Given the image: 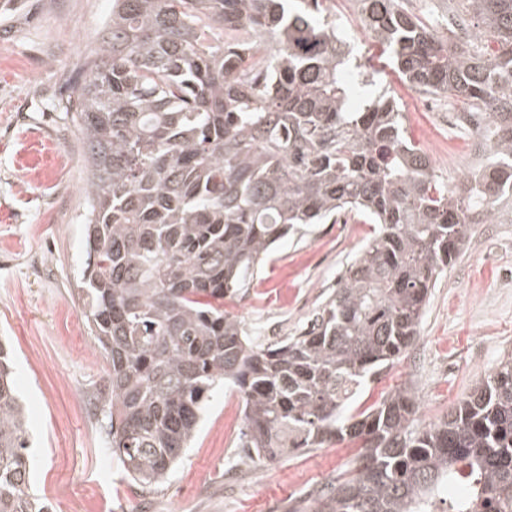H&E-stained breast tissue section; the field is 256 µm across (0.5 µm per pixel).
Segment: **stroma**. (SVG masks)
<instances>
[{
    "instance_id": "35a3bbf8",
    "label": "stroma",
    "mask_w": 512,
    "mask_h": 512,
    "mask_svg": "<svg viewBox=\"0 0 512 512\" xmlns=\"http://www.w3.org/2000/svg\"><path fill=\"white\" fill-rule=\"evenodd\" d=\"M111 10L112 0H0V336L16 353L30 417L31 491L54 512H298L330 490L353 451L333 444L274 462L248 458L238 448L242 421L224 432L226 407L243 412L229 389L210 393L190 447L163 481L134 484L101 459L104 355L77 290L87 169L68 101L88 77ZM330 10L358 61L379 70L436 175L459 186L480 161L470 130L448 122L458 99L424 96L377 59L354 0H332ZM371 231L314 224L282 240L232 306L250 336L299 335ZM511 353L512 222L477 224L462 258L438 278L417 341L369 384L367 399L410 386L427 425Z\"/></svg>"
}]
</instances>
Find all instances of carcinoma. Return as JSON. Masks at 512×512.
Here are the masks:
<instances>
[{"instance_id":"1","label":"carcinoma","mask_w":512,"mask_h":512,"mask_svg":"<svg viewBox=\"0 0 512 512\" xmlns=\"http://www.w3.org/2000/svg\"><path fill=\"white\" fill-rule=\"evenodd\" d=\"M369 38L415 90L489 115L490 158L452 190L387 91L356 108L352 50L328 0H112L77 90L89 177L84 314L108 369L109 450L139 485L164 478L223 384L244 401L240 448L265 461L349 442L359 454L311 512H512V357L445 418L369 382L414 344L436 276L474 224L512 213V0H458L467 39L404 0H356ZM373 225L299 336L257 343L224 309L307 224ZM28 417L0 344V512L30 492Z\"/></svg>"}]
</instances>
